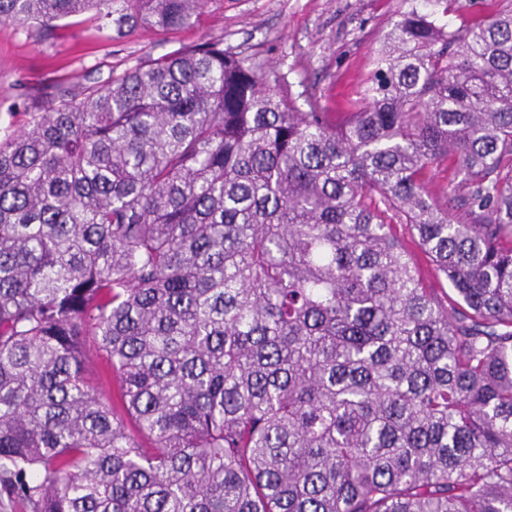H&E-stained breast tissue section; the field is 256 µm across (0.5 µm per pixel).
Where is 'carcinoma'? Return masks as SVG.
Instances as JSON below:
<instances>
[{
	"mask_svg": "<svg viewBox=\"0 0 512 512\" xmlns=\"http://www.w3.org/2000/svg\"><path fill=\"white\" fill-rule=\"evenodd\" d=\"M429 2L340 120L209 39L0 137V499L512 512V6L451 28L462 0ZM207 3L0 0V24L169 32Z\"/></svg>",
	"mask_w": 512,
	"mask_h": 512,
	"instance_id": "carcinoma-1",
	"label": "carcinoma"
}]
</instances>
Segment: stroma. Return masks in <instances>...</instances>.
I'll return each mask as SVG.
<instances>
[{"instance_id":"1","label":"stroma","mask_w":512,"mask_h":512,"mask_svg":"<svg viewBox=\"0 0 512 512\" xmlns=\"http://www.w3.org/2000/svg\"><path fill=\"white\" fill-rule=\"evenodd\" d=\"M408 0H209L190 26L160 34L140 26L126 35L100 30L96 17L70 18L41 38L29 27L0 25V134L46 104L61 84H105L141 61L213 38L256 53L287 73L293 92L346 111L368 79L375 52Z\"/></svg>"}]
</instances>
